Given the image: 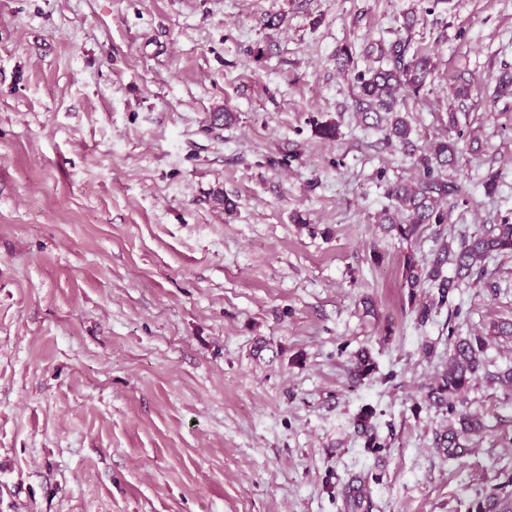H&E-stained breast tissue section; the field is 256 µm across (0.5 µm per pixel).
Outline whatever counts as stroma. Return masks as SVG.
I'll return each mask as SVG.
<instances>
[{
  "mask_svg": "<svg viewBox=\"0 0 512 512\" xmlns=\"http://www.w3.org/2000/svg\"><path fill=\"white\" fill-rule=\"evenodd\" d=\"M400 37L434 65L401 107L418 150L461 132L427 260L512 220V0H0V512H351L355 476L370 512L512 495V255L420 325L379 222L416 169L354 76ZM452 330L487 339L459 458L422 403ZM375 417V411L370 407H365L359 415L355 423L358 434L365 440L364 447L367 450L381 448L382 444L378 441V436L374 431L372 420Z\"/></svg>",
  "mask_w": 512,
  "mask_h": 512,
  "instance_id": "obj_1",
  "label": "stroma"
}]
</instances>
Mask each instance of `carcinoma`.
Returning <instances> with one entry per match:
<instances>
[{"label": "carcinoma", "mask_w": 512, "mask_h": 512, "mask_svg": "<svg viewBox=\"0 0 512 512\" xmlns=\"http://www.w3.org/2000/svg\"><path fill=\"white\" fill-rule=\"evenodd\" d=\"M387 54L391 64L370 68L359 74L360 110L376 115H390L386 127L387 139L396 141L403 150L415 155L412 129L401 115L404 97L417 94L425 86L432 70L427 56L404 61L401 43H392ZM461 162V150L455 139L441 138L429 151L416 155L418 175L415 181L393 182L386 185L385 195L390 205L383 211L388 229L396 232L402 241L412 242L427 229L449 222L451 211L448 199L461 194L456 182L443 176ZM512 255V223L505 221L489 229H477L463 235L457 245L442 244L429 262L420 261L415 252L404 254L402 261V287L408 289V300L416 322L427 323L435 309L448 305L449 298L465 281L480 280L484 263L493 256ZM455 267V276L444 275V267ZM421 288L433 289L429 301L414 303ZM486 342L481 336L458 337L441 374L426 387L423 400L448 415V429L437 436V447L450 457L465 454L471 444L485 432L483 419L464 405L466 393L473 388L483 367ZM374 371L369 353L361 350L350 358L349 374L361 381ZM375 411L366 407L357 416L355 428L364 439V447L373 450L382 447L374 431ZM474 512H512V499L491 494L475 505Z\"/></svg>", "instance_id": "obj_1"}]
</instances>
